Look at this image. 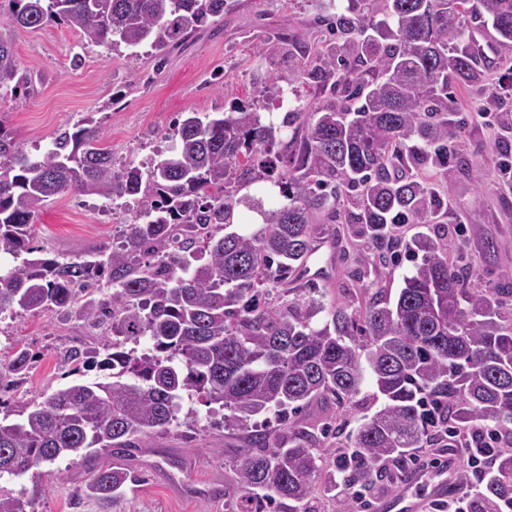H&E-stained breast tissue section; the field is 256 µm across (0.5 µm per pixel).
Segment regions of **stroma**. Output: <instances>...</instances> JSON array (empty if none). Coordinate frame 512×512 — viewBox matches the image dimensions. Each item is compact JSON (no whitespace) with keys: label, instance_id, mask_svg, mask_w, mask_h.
<instances>
[{"label":"stroma","instance_id":"35a3bbf8","mask_svg":"<svg viewBox=\"0 0 512 512\" xmlns=\"http://www.w3.org/2000/svg\"><path fill=\"white\" fill-rule=\"evenodd\" d=\"M315 14L311 0H237L217 25L198 31L163 63L150 45L109 50L86 43L63 24L14 28L15 54L34 71L35 81L27 93L0 98V119L32 158L51 148L62 131L93 121L116 167L139 166L168 146L174 121L184 113L224 112L232 102L253 99L276 108L278 102L267 89L272 78L287 76L288 63L265 59L261 43L283 26L298 38L315 39ZM492 83L497 89L493 98L479 88L457 93L461 110L487 107L491 113L470 122L457 140L468 166L449 169L440 181L450 194L447 222L465 244L468 281L483 289L512 287V183L502 180L495 166L500 140H512V131L504 132L494 116L497 109L512 108V74L498 71ZM132 219L117 204L75 194L58 196L35 217L33 243L50 256L84 257L102 246H120L124 226ZM489 243L494 246L490 254L485 251ZM356 267V254L336 259L326 281L327 302L346 298L363 307L379 297L396 300L413 263L404 257L381 267L375 290L367 292L356 283ZM110 341L103 329L87 325L69 310L0 320V360L21 346L34 356L14 401L70 383L69 351L103 350ZM213 413L199 399L186 398L179 422L168 433L149 439L145 449L111 457V464L145 477L111 506L75 501V487L89 477L75 456L20 477H2L0 491L30 499L31 512H224L222 490L234 478L230 463L243 435L208 427Z\"/></svg>","mask_w":512,"mask_h":512}]
</instances>
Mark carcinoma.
<instances>
[{"label": "carcinoma", "instance_id": "obj_1", "mask_svg": "<svg viewBox=\"0 0 512 512\" xmlns=\"http://www.w3.org/2000/svg\"><path fill=\"white\" fill-rule=\"evenodd\" d=\"M6 24L37 29L59 21L88 43L161 56L224 18L235 0H10ZM314 22L327 36L310 44L267 37L264 54L294 61L288 83L321 95L275 122L254 102L192 112L178 123L168 154L116 171L95 126L64 131L39 158L17 147L0 120V316L74 311L112 335L111 352L85 362L102 371L18 407L0 420V477L73 455L94 461L114 448H140L175 422L183 394L224 410L223 426L244 432L226 512H317L312 501L382 478L390 463L413 466L410 449L445 430L491 455L493 467L470 496L468 512H512V312L503 289L466 288L452 254L463 245L444 225L403 242L399 224H434L448 194L429 176L466 160L456 148L468 118L454 107L459 85H487L512 58L485 49L475 30L491 21L500 46L512 44V0H317ZM29 68L0 29V93L30 84ZM257 181L280 201L241 194ZM65 193L125 200L134 211L124 244L85 259L50 258L32 245L30 225L48 198ZM269 194V197L276 196ZM256 213L254 234L227 231L240 207ZM332 224L328 230L322 225ZM328 238L339 256L368 246L357 281L379 275L403 248L422 253L394 302L358 310L326 306L316 281L292 288L285 306L269 302L267 281L288 284ZM22 259L18 265L8 261ZM328 312L330 321L316 317ZM145 339L147 354L126 348ZM384 404L360 428L355 454L329 447L337 417L319 432L300 414L312 402L357 405L360 358ZM32 356L19 347L0 375L13 390ZM272 413L273 436L252 419ZM143 481L136 471L95 465L76 498L117 501ZM30 501L0 492V512Z\"/></svg>", "mask_w": 512, "mask_h": 512}]
</instances>
